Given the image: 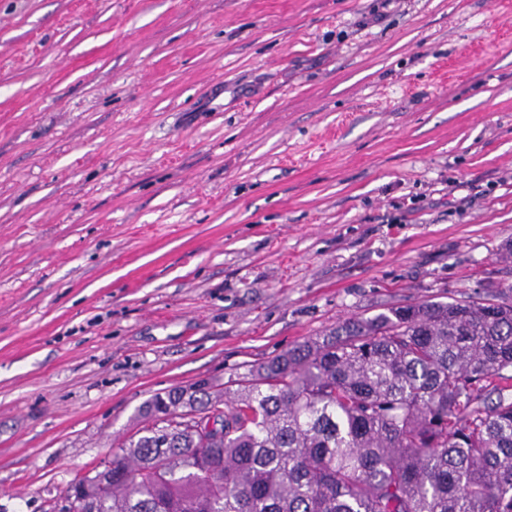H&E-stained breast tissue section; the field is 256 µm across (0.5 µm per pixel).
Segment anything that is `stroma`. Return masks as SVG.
I'll use <instances>...</instances> for the list:
<instances>
[{"instance_id": "stroma-1", "label": "stroma", "mask_w": 512, "mask_h": 512, "mask_svg": "<svg viewBox=\"0 0 512 512\" xmlns=\"http://www.w3.org/2000/svg\"><path fill=\"white\" fill-rule=\"evenodd\" d=\"M0 0V512L155 393L512 284V0Z\"/></svg>"}]
</instances>
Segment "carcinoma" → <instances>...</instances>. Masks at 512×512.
Segmentation results:
<instances>
[{"label":"carcinoma","mask_w":512,"mask_h":512,"mask_svg":"<svg viewBox=\"0 0 512 512\" xmlns=\"http://www.w3.org/2000/svg\"><path fill=\"white\" fill-rule=\"evenodd\" d=\"M509 370L498 294L350 319L223 383L152 396L69 483L67 512H512Z\"/></svg>","instance_id":"obj_1"}]
</instances>
